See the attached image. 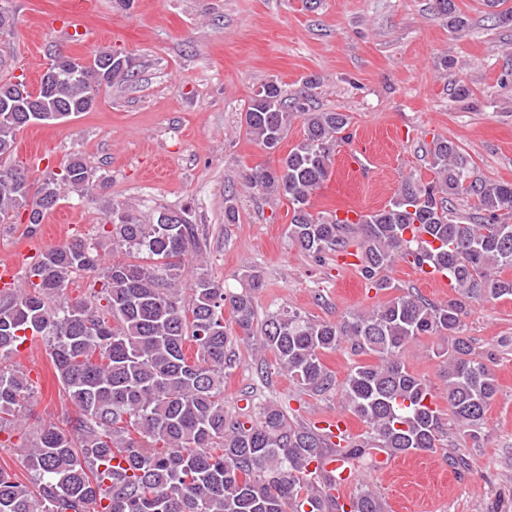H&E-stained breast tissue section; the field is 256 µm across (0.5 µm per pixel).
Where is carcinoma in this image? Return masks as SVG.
Here are the masks:
<instances>
[{
	"mask_svg": "<svg viewBox=\"0 0 512 512\" xmlns=\"http://www.w3.org/2000/svg\"><path fill=\"white\" fill-rule=\"evenodd\" d=\"M434 6L452 26H465L454 0H434ZM110 56L96 52L73 71L69 57L57 54L53 74L36 90L42 122L89 112L97 102L94 89L135 76L133 68L106 66ZM27 103L14 81L0 82V171L16 165L17 134L32 125L31 113L20 109ZM297 116L303 118L302 139L279 167L256 166L244 174L249 187L288 201L289 238L316 257H356L363 278L379 291L391 288L380 273L410 258L421 270L445 273L458 298L431 304L417 295L398 296L337 323L288 311L256 330L255 293L263 286L258 275H247L236 293L200 275L185 300L181 266L200 254L194 225L167 209L150 224L114 209L105 234L130 250L131 261H111L75 239L38 257L20 286L0 289V433L32 416L33 383L9 363L28 332L45 344L62 395L78 412L42 426L24 449L35 488L0 468V512H385L366 486L347 499L334 495L343 469L329 473L323 465L330 458L365 465L375 449L403 455L443 447L448 428L431 387L401 361L421 336L443 342L440 376L455 429L480 445L498 386L464 335L463 315L469 300L512 297V279L500 275L512 268V183L473 176L459 146L436 138L429 150L432 183L408 178L389 205L355 221L318 217L310 199L330 173L349 116L300 112L271 82L251 98L245 124L266 148L282 143ZM93 183L78 157L41 182L0 176V224L19 222L31 233L62 192L82 194ZM464 199L474 201L480 215H454L455 202ZM79 272L94 275L100 289L80 299L63 297ZM226 307L240 339L256 340L279 370L311 392L336 385L322 361L325 353L348 344L358 354L375 355L378 362L356 365L342 384L346 407L366 427L361 438L341 434L333 443L315 426L290 424L277 404L262 406L245 422L229 417L224 374L236 352L224 323ZM188 342L197 347L194 358L184 352Z\"/></svg>",
	"mask_w": 512,
	"mask_h": 512,
	"instance_id": "obj_1",
	"label": "carcinoma"
}]
</instances>
